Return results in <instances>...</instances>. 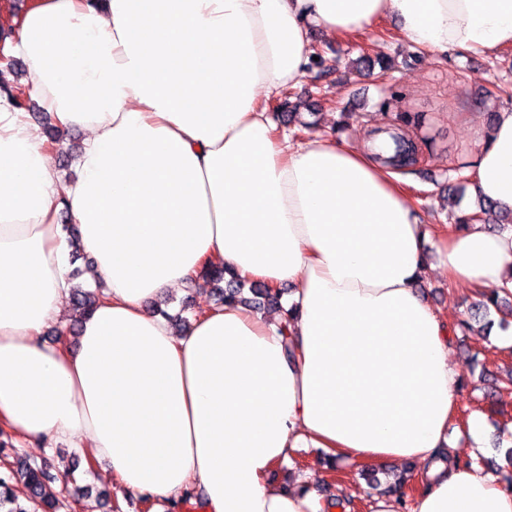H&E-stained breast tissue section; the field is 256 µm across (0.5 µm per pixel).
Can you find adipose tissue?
<instances>
[{
    "label": "adipose tissue",
    "mask_w": 512,
    "mask_h": 512,
    "mask_svg": "<svg viewBox=\"0 0 512 512\" xmlns=\"http://www.w3.org/2000/svg\"><path fill=\"white\" fill-rule=\"evenodd\" d=\"M393 20L433 54L512 47V0H35L0 13L6 52L62 129L86 133L78 176L0 94V424L78 439L131 496L197 488L205 512H318L268 477L299 448L357 465L417 463L413 512H512L499 477L440 460L460 374L452 328L418 293L430 270L480 293L512 287V232L434 235L376 140L295 144L267 104L308 74L311 36ZM478 200L512 210V110L476 128ZM67 209L99 302L76 348L62 317ZM436 244L437 267L425 249ZM291 286L281 316L241 305L177 333L147 300L205 264Z\"/></svg>",
    "instance_id": "adipose-tissue-1"
}]
</instances>
